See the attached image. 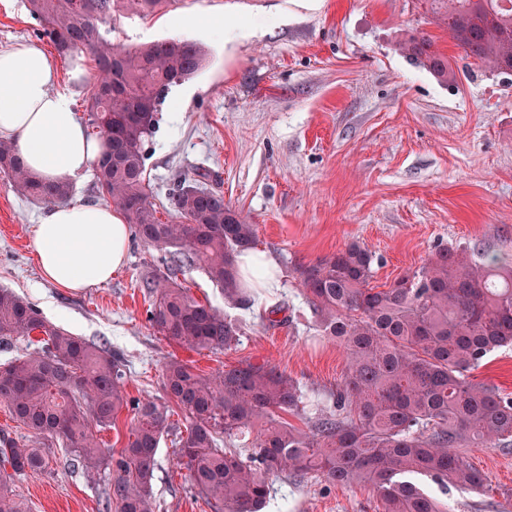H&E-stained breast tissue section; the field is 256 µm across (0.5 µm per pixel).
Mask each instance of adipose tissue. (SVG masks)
Here are the masks:
<instances>
[{
  "label": "adipose tissue",
  "mask_w": 512,
  "mask_h": 512,
  "mask_svg": "<svg viewBox=\"0 0 512 512\" xmlns=\"http://www.w3.org/2000/svg\"><path fill=\"white\" fill-rule=\"evenodd\" d=\"M0 135L11 137L26 167L50 183L85 175L100 156L71 96L58 87L52 58L26 42L0 50ZM131 238L112 203L77 201L49 207L32 244L45 279L76 291L109 281L124 266Z\"/></svg>",
  "instance_id": "ef3b65f1"
}]
</instances>
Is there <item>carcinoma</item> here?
Wrapping results in <instances>:
<instances>
[{"mask_svg": "<svg viewBox=\"0 0 512 512\" xmlns=\"http://www.w3.org/2000/svg\"><path fill=\"white\" fill-rule=\"evenodd\" d=\"M174 0H27L28 11L58 55L93 58L95 82L83 98L86 123L102 140L98 192L120 207L135 238L164 253L166 269L143 280L147 321L170 341L196 351L239 342L237 321L194 299L178 282L202 267L232 306L251 303L238 258L256 248L257 228L224 204L219 192L180 180L168 195L171 222L149 201L145 143L171 89L204 66L202 46L171 38L127 46L102 27L126 11L156 15ZM448 19L457 46L489 70L512 72V0H431ZM402 51L448 79V58L427 36ZM0 174L29 200L62 203L71 186L25 168L10 138H0ZM373 255L357 243L297 269L322 335L340 344L346 373L333 408L319 409L306 430L282 414L303 407L300 383L266 363L244 360L217 375L184 361L163 369V396L128 398L121 357L55 326L35 304L0 288V343L38 332V348L0 366V402L32 434L20 443L0 435V512H26L14 477L43 471V449H71L88 468L112 470L115 512H155L157 451L178 435L177 465L212 512H263L276 479L363 485L381 512H449L413 476L441 489L481 493L485 475L463 448L512 444V398L469 380L491 352L512 346V259L439 247L421 267L386 288L371 286ZM134 413L128 441L116 451L96 431ZM179 410L183 425L170 420Z\"/></svg>", "mask_w": 512, "mask_h": 512, "instance_id": "carcinoma-1", "label": "carcinoma"}]
</instances>
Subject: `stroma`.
Masks as SVG:
<instances>
[{
    "label": "stroma",
    "mask_w": 512,
    "mask_h": 512,
    "mask_svg": "<svg viewBox=\"0 0 512 512\" xmlns=\"http://www.w3.org/2000/svg\"><path fill=\"white\" fill-rule=\"evenodd\" d=\"M248 29L225 42L202 18ZM126 44L166 38L200 42L205 68L173 88L145 146L146 178L158 216L177 177L203 179L257 226V249L278 266L276 288H255L237 346L199 352L157 333L146 320L142 275L160 252L132 241L125 266L78 292L44 280L32 229L45 204L0 178V287L36 305L57 327L119 354L132 398L163 394L172 359L211 375L241 360L267 362L298 380L305 405H330L346 372L336 342L319 336L297 269L357 243L376 257L381 287L422 266L437 245L512 256V75L466 57L428 0H176L154 17L115 19ZM26 0H0V49L26 41L53 52L34 32ZM430 36L448 57L443 80L399 50ZM280 321L270 324L271 309ZM474 381L512 397V346L487 355ZM44 473L16 481L29 512H104L108 469H86L62 448ZM469 462L487 493L452 488L455 512H512V449L473 448ZM156 512H211L189 491L171 439L157 454ZM362 485L325 487L275 480L264 512H379Z\"/></svg>",
    "instance_id": "35a3bbf8"
}]
</instances>
